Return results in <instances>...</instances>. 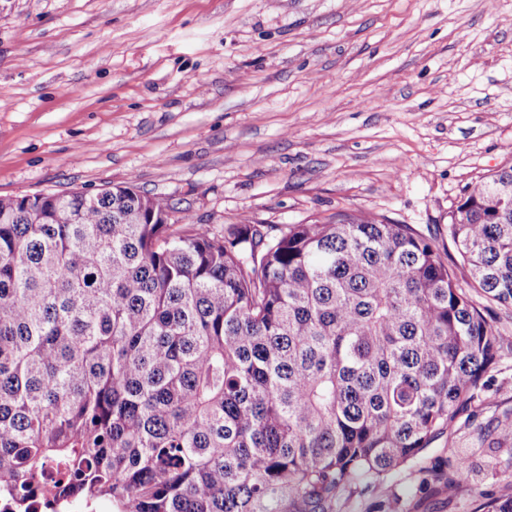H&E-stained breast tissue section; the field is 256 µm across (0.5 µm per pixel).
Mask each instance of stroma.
Returning <instances> with one entry per match:
<instances>
[{"label":"stroma","instance_id":"1","mask_svg":"<svg viewBox=\"0 0 512 512\" xmlns=\"http://www.w3.org/2000/svg\"><path fill=\"white\" fill-rule=\"evenodd\" d=\"M512 163V0H0V197L134 181L195 223L367 212L436 246ZM482 402L335 512H475L512 495V305ZM470 478L425 484L452 450ZM511 423V432L510 430H505L504 426L506 424ZM486 432H482L480 430L479 435L484 437ZM491 436V439L488 443V448H500L504 444L510 443L512 445V411L504 413L502 417L498 418L496 426L493 429V432L488 430L486 433V437Z\"/></svg>","mask_w":512,"mask_h":512}]
</instances>
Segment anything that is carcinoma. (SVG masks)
Masks as SVG:
<instances>
[{
  "mask_svg": "<svg viewBox=\"0 0 512 512\" xmlns=\"http://www.w3.org/2000/svg\"><path fill=\"white\" fill-rule=\"evenodd\" d=\"M132 185L0 197V486L112 512H335L489 387L512 304V164L406 224L194 223ZM512 411L488 447L512 444ZM56 464L55 476L46 468ZM448 457V490L468 477ZM476 512H512V496Z\"/></svg>",
  "mask_w": 512,
  "mask_h": 512,
  "instance_id": "obj_1",
  "label": "carcinoma"
}]
</instances>
